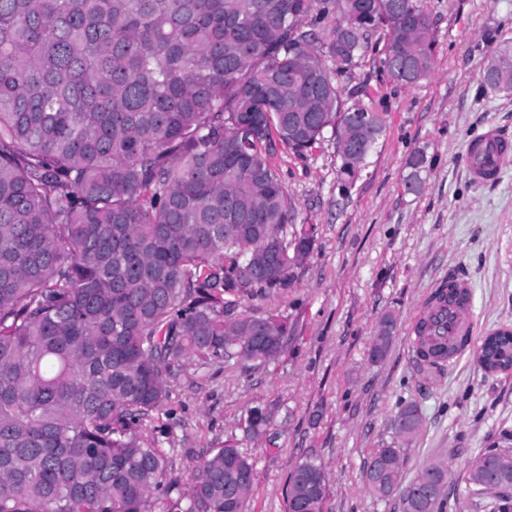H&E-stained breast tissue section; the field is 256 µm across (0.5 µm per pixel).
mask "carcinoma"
<instances>
[{
	"mask_svg": "<svg viewBox=\"0 0 512 512\" xmlns=\"http://www.w3.org/2000/svg\"><path fill=\"white\" fill-rule=\"evenodd\" d=\"M0 0V512H242L254 462L237 446L209 452L187 488L168 456L138 436L191 361L264 364L288 336L276 316L241 300L287 289L311 254L315 227L296 223L270 157L334 140L339 180L356 175L343 138L363 111L371 150L384 132L370 107L347 108L358 59L379 57L381 81L430 78L437 39L422 0ZM332 18L318 36L309 29ZM384 31V45L373 40ZM512 93V47L480 75ZM418 152L407 191L420 186ZM272 246L280 266L249 281L242 267ZM396 318L378 324L371 357ZM418 330L414 352L465 348ZM512 333L483 337L475 362L495 374ZM269 416L250 410L249 431ZM413 405L394 439L364 462L362 481L401 512H447L424 492L452 481L427 463L403 485ZM472 494L507 503L512 449L468 457ZM324 468L297 463L288 512H324Z\"/></svg>",
	"mask_w": 512,
	"mask_h": 512,
	"instance_id": "obj_1",
	"label": "carcinoma"
}]
</instances>
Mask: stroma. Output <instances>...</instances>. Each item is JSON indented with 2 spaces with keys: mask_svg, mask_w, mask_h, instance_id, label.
Returning a JSON list of instances; mask_svg holds the SVG:
<instances>
[{
  "mask_svg": "<svg viewBox=\"0 0 512 512\" xmlns=\"http://www.w3.org/2000/svg\"><path fill=\"white\" fill-rule=\"evenodd\" d=\"M437 31L432 77L416 86L381 82L375 56L359 59L356 82L371 91L385 130L362 170L342 189L333 142L273 162L297 207L314 225L315 246L283 292L243 300L244 311L288 320L283 353L247 368L195 363L173 383L171 400L139 431L187 476L209 450L235 441L255 461L254 494L243 512H288L287 482L306 459L327 472L325 512H395L374 498L361 468L394 436L400 407L421 418L404 476L446 460L462 471L481 449L512 432V373L485 374L465 350L433 373L415 360L409 320L448 274L472 285L478 335L512 327V164L480 187L467 175L466 145L497 126L512 134V94H490L479 75L496 48L512 44V0H424ZM424 152L419 193H406L410 160ZM398 318L386 357L370 350L385 313ZM270 412L274 441L248 432L251 408Z\"/></svg>",
  "mask_w": 512,
  "mask_h": 512,
  "instance_id": "stroma-1",
  "label": "stroma"
}]
</instances>
